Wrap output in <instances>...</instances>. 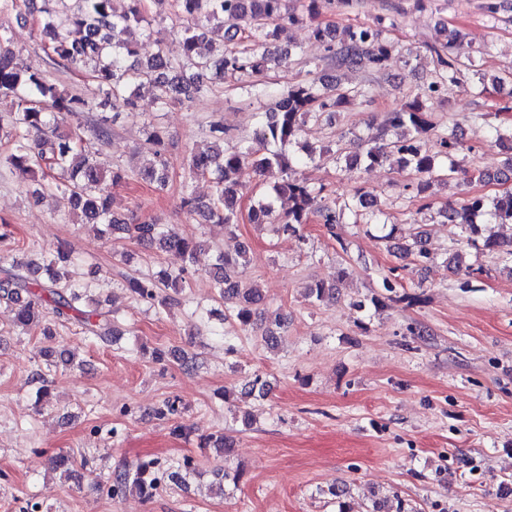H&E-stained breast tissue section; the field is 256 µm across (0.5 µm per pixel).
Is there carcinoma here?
<instances>
[{"mask_svg":"<svg viewBox=\"0 0 512 512\" xmlns=\"http://www.w3.org/2000/svg\"><path fill=\"white\" fill-rule=\"evenodd\" d=\"M50 2L42 0L33 20L53 54L54 64L90 75L104 103L116 109L112 113L114 119L121 111H137L136 94L131 90L135 85L150 87L155 103L166 108L204 96L213 80H222L226 75L249 78L286 66L290 53L257 51L241 43L251 37L260 47L275 36V30L298 21L284 7V0H176L177 18L184 24L181 55L168 56L159 41L152 56L140 59L136 57L134 36L139 31L152 34L153 26L144 0H127L129 6L121 14L113 9L112 0H74L76 10L64 15L50 8ZM327 30L328 27L316 24L311 26V35L325 43L329 58L340 67L381 70L393 58V46L382 39L375 26L349 27L347 39L339 45L326 39ZM460 38L456 32L444 46L433 49L437 61L433 80L419 89L406 107L390 113L389 125L407 129V137L386 141L384 133L379 132L359 138L355 150L337 149L336 161H344L350 171L383 166L393 160L399 168L417 177L416 188L420 192L434 181L446 182L459 174L468 178V171L458 160L463 144L439 135L435 146H429L435 129L428 119L430 105L444 99L449 87L462 75ZM367 98L364 87L342 88L338 84H324L315 77L292 85L277 109L265 113L253 135V145L228 155L218 147L190 151L189 174L211 177L214 193L204 207L186 189L181 207L189 216L206 209L209 223L222 226L226 234H234L241 198L235 175L242 166L250 164L259 173L276 178L272 191L288 196L292 202L283 214L268 202H258L250 213L254 224H270L278 232L297 235L313 217L327 226L339 223V209L365 215L368 224L381 223L380 205L369 192L357 194L338 208L336 200L322 195L323 189L293 177V157L287 150L308 124L321 122L324 115H332L338 106L362 103ZM87 107L82 96L24 65L11 48L8 28L0 25V132L8 143L7 151L0 153V166L14 172L32 194L42 190L56 194L64 224L88 225L102 236L118 230L131 240L180 256L184 265L163 272L159 278L131 277L125 284L133 296L143 301L162 305L176 302V295L182 293L187 283L196 251L206 241L183 238L166 230L163 224L132 223L115 216L111 189L124 183L128 173L121 167L110 172L102 169L96 160V150L82 135L80 125L61 130L62 123L79 118ZM150 141L155 146L154 161L139 170L138 176L163 190L171 180V164L163 137L154 132ZM444 216L448 223L475 236L473 243L480 244L481 250L510 262L512 271V242L494 233L483 235L480 229L482 224L512 222V191L493 198L471 195L458 208L448 205ZM399 250L419 262L434 261L421 234ZM247 252L246 244L233 256L220 252L208 271L212 288L225 304L224 318L244 330L253 325V316L264 303L261 290L238 276L237 269L245 264ZM66 258L68 254L62 251L55 258L1 257L4 266L0 267V304L14 307V326L24 333L34 328L48 333L51 321L71 320L91 338L108 345L113 343L119 331L112 313L86 303L85 289L71 283L60 266ZM443 264L471 274L466 254L460 250L449 253ZM335 294L336 289L323 281L313 282L307 290L313 303L329 300ZM45 357L46 366L51 367L71 364L74 354L67 348H54L47 350ZM182 410L179 398L168 397L156 408V415L161 419L176 418ZM164 474L158 462H141L134 471L115 475L112 495L134 491L150 499L160 489Z\"/></svg>","mask_w":512,"mask_h":512,"instance_id":"carcinoma-1","label":"carcinoma"}]
</instances>
